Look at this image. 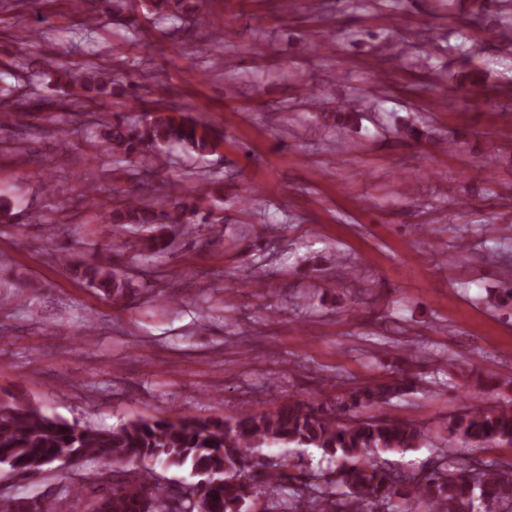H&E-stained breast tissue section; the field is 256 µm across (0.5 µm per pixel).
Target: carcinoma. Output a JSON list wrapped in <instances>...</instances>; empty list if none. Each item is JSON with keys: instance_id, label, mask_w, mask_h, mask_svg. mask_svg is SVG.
I'll list each match as a JSON object with an SVG mask.
<instances>
[{"instance_id": "carcinoma-1", "label": "carcinoma", "mask_w": 512, "mask_h": 512, "mask_svg": "<svg viewBox=\"0 0 512 512\" xmlns=\"http://www.w3.org/2000/svg\"><path fill=\"white\" fill-rule=\"evenodd\" d=\"M492 35L508 34L512 0H491ZM152 13L185 24L195 21L188 0H149ZM58 84L68 88L59 108L83 99L112 95V83L97 68L83 65L63 71ZM319 120L344 126L355 113L319 112ZM99 135L108 152L132 162H151L177 146L199 157L215 150L218 134L190 114L151 109L137 120L113 115ZM204 194L170 193L160 198L132 195L112 209L110 224H133L146 235L142 251L163 252L172 234L191 224H222L224 218L202 208ZM58 260L117 300L131 292L128 279L101 254L71 265ZM401 375L358 389L349 401L327 412L290 397L273 414L245 411L232 421L182 416L147 418L112 429L69 422L48 415L22 396L0 393V466L12 472H43L57 463L72 469L92 463L96 470L61 485L51 500L0 495V512H247V503L263 486L276 496L275 512H512V462L473 458L460 464L451 449H437L431 465L395 469L372 451H404L428 443L411 421L361 417L359 408L388 403L413 386ZM463 445L512 444V406H468L449 420ZM314 447L336 460V467L312 471L287 458L262 463V449L274 445ZM186 469L199 478L173 494L159 483L148 464Z\"/></svg>"}]
</instances>
